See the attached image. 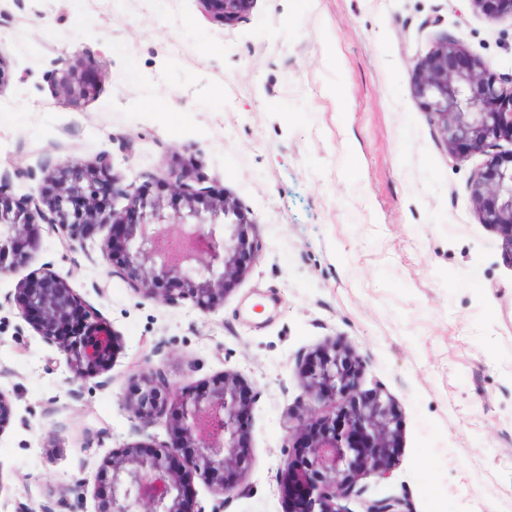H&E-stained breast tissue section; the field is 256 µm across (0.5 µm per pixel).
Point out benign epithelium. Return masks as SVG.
<instances>
[{"label":"benign epithelium","instance_id":"obj_1","mask_svg":"<svg viewBox=\"0 0 512 512\" xmlns=\"http://www.w3.org/2000/svg\"><path fill=\"white\" fill-rule=\"evenodd\" d=\"M254 2L199 0L207 20L222 27L248 16ZM468 2L490 17L512 16V0ZM90 88L69 73L57 81L58 92L69 97ZM410 91L450 155H489L472 175L471 197L481 223L500 232L512 257V151H493L498 141H512V74L496 73L459 40L446 37L415 63ZM190 172L177 165L154 189L131 193L111 179L107 159L92 167L59 162L51 174L52 191L22 204L0 195V277L26 263L45 231L73 250L95 229L107 227L110 274L122 276L134 293L171 305L189 301L204 314L217 310L259 255L256 222L224 191L185 183ZM119 197L126 200L120 210L114 206ZM9 302L59 349L76 378L86 381L111 367L116 331L87 309L60 273L32 270ZM300 372L310 405L288 417V436L301 460L285 463L282 489L291 512H349L337 500L363 495L356 489L361 471L390 476L397 414L380 393H357L355 361L334 343L305 355ZM123 408L141 432L168 416L170 440L112 452L96 478V512H224L222 496L236 490L248 465L244 436L253 396L238 376L224 372L193 390L161 367L147 368ZM195 475L207 481L224 477L209 511L191 494ZM361 507L410 512L406 500L395 496L363 499Z\"/></svg>","mask_w":512,"mask_h":512}]
</instances>
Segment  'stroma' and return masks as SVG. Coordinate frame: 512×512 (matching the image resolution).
Wrapping results in <instances>:
<instances>
[{
  "instance_id": "35a3bbf8",
  "label": "stroma",
  "mask_w": 512,
  "mask_h": 512,
  "mask_svg": "<svg viewBox=\"0 0 512 512\" xmlns=\"http://www.w3.org/2000/svg\"><path fill=\"white\" fill-rule=\"evenodd\" d=\"M512 71V18L464 0H256L231 27L198 0H0V180L13 199L46 191L55 165L108 157L128 190L193 162L252 210L262 245L215 312L135 295L108 273V229L86 249L57 236L0 278V512H69L120 444L122 401L142 368L181 384L233 372L257 397L249 468L224 512H287L288 415L298 370L329 342L362 364L361 389L400 413L391 475L367 496L412 512H512V259L470 193L487 157L454 159L410 92L415 61L445 36ZM94 85L60 95L62 71ZM50 266L119 333L99 380L74 379L7 297ZM56 447H46L48 432Z\"/></svg>"
}]
</instances>
